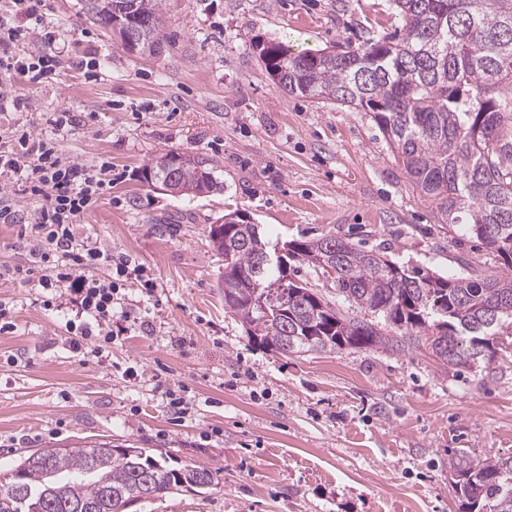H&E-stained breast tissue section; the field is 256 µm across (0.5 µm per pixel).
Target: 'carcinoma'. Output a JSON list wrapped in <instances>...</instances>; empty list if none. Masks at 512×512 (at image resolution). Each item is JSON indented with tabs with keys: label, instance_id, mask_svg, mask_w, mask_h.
I'll use <instances>...</instances> for the list:
<instances>
[{
	"label": "carcinoma",
	"instance_id": "1",
	"mask_svg": "<svg viewBox=\"0 0 512 512\" xmlns=\"http://www.w3.org/2000/svg\"><path fill=\"white\" fill-rule=\"evenodd\" d=\"M399 31L341 52L293 55L276 42L254 43L266 73L284 92L363 110L387 138L407 179L431 202L438 223L475 238L502 272L463 259L467 274L446 277L333 235L299 240L288 271L256 269L270 243L243 213L224 225V310L249 326L258 344L282 354L335 353L424 341L451 367L470 368L512 335V0H393ZM152 21L141 36L160 44L159 0H112ZM142 181L174 177L224 189L212 160L163 171L153 159ZM329 260L318 267L311 257ZM334 276L342 300L374 319L343 315L307 280L301 265ZM255 273L264 308L250 304L236 273ZM288 289V304L281 302ZM465 512H512V458L450 463ZM30 497L14 494V473L0 480V512H127L140 493L162 498L190 486L217 485L207 469L175 467L143 448L110 442L37 448L20 457Z\"/></svg>",
	"mask_w": 512,
	"mask_h": 512
}]
</instances>
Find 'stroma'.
<instances>
[{
    "mask_svg": "<svg viewBox=\"0 0 512 512\" xmlns=\"http://www.w3.org/2000/svg\"><path fill=\"white\" fill-rule=\"evenodd\" d=\"M160 17L155 55L125 49L84 0H50L41 26L16 18L20 52L40 51L49 30L61 63L39 83L0 72L24 103L0 112V130L55 135L69 159L111 165L79 231L155 288L126 286L149 327L99 364L70 349L69 309L0 281L13 324L0 332V471L32 448L109 441L217 474L216 489L135 512H462L449 460L512 457V336L459 370L420 344L283 356L225 311L208 238L238 210L273 245L335 235L443 276L464 258L497 270L476 239L437 223L366 112L283 93L251 44H360L400 28L391 0H161ZM169 151L212 159L223 191L173 197L141 182ZM159 381L192 417L176 418Z\"/></svg>",
    "mask_w": 512,
    "mask_h": 512,
    "instance_id": "stroma-1",
    "label": "stroma"
}]
</instances>
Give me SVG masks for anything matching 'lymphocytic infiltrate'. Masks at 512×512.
<instances>
[{
    "instance_id": "lymphocytic-infiltrate-1",
    "label": "lymphocytic infiltrate",
    "mask_w": 512,
    "mask_h": 512,
    "mask_svg": "<svg viewBox=\"0 0 512 512\" xmlns=\"http://www.w3.org/2000/svg\"><path fill=\"white\" fill-rule=\"evenodd\" d=\"M47 0H0V69L43 75L58 61L56 52L23 56L16 44L24 33L12 19L22 13L43 20ZM7 177L25 193L37 196L32 214L16 210L12 199L0 195V222L19 225L18 236L27 248L30 268L1 266L0 280L37 281L43 290L46 309L69 307V325L76 335L74 352L103 358L114 335L123 334L132 313L119 294L122 282L142 283L141 265L126 255L82 239L77 226L97 202L106 182L94 170L67 160L55 142L28 132H12L0 140V177ZM102 265L111 274L103 279L89 277L91 267Z\"/></svg>"
}]
</instances>
